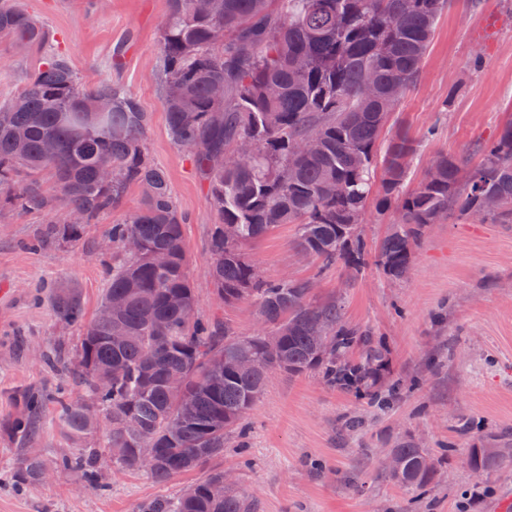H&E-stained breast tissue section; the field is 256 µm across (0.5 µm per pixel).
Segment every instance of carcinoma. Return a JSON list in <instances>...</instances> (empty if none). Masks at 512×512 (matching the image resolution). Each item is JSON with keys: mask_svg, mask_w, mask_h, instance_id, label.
<instances>
[{"mask_svg": "<svg viewBox=\"0 0 512 512\" xmlns=\"http://www.w3.org/2000/svg\"><path fill=\"white\" fill-rule=\"evenodd\" d=\"M447 8L448 0H212L199 12L194 0H167L155 71L168 132L208 180L218 300L249 301L258 311L260 330L239 336L220 318L193 316L184 217L145 145L150 114L119 86L85 88L67 56L44 51L48 34L28 11L0 0V36L41 54L25 90L0 103V211L67 209L91 224L131 185L145 194L143 208L112 225L107 239L123 260L101 305L113 298L125 305L84 325L72 375L88 399L57 400L70 438L97 434L116 463L164 484L224 455V435L242 428L273 370L317 371L346 388L372 384L381 355L369 331L345 321L344 302L314 301L310 281L266 279L243 247L294 224L298 251L358 272L365 264L358 227L374 199L393 215L375 265L397 280L424 230L451 212L467 218L483 210L485 222L512 224V123L476 147L478 166L441 156L409 193L413 142L396 133L378 154L383 127L419 81ZM216 156L224 165H214ZM461 168L470 171L466 183L457 179ZM81 231L82 224L50 222L43 240L71 241ZM155 252L168 261L154 263ZM118 328L124 339L116 342ZM269 334L280 338L275 353L266 348ZM356 347L365 357L353 363L347 355ZM240 358L253 370L238 371ZM22 403L6 422L18 438L32 433L41 407L28 394ZM88 406L109 415L112 429L98 431ZM145 443L156 448L147 464L135 455ZM391 454L398 468L389 476L400 487L434 482L437 464L424 450L405 442ZM97 462V449L80 448L60 467L95 486ZM511 464V447L470 457L471 467L488 472ZM45 471L41 459L26 456L15 478L39 483ZM222 483L224 472H212L176 497L141 501L135 512H251L245 494L214 490Z\"/></svg>", "mask_w": 512, "mask_h": 512, "instance_id": "obj_1", "label": "carcinoma"}]
</instances>
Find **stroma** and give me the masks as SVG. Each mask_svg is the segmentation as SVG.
<instances>
[{
  "label": "stroma",
  "instance_id": "1",
  "mask_svg": "<svg viewBox=\"0 0 512 512\" xmlns=\"http://www.w3.org/2000/svg\"><path fill=\"white\" fill-rule=\"evenodd\" d=\"M50 34V50L70 58L82 84H118L149 112L150 156L169 177L186 218L183 239L194 315L221 316L238 334L260 325L248 302H218L208 250L215 215L190 151L170 139L153 66L158 24L167 0H19ZM481 67H474V57ZM37 61L0 38V101L20 93ZM512 122V0H449L440 16L421 78L393 117L417 145L413 169L422 176L438 154H472ZM141 187L100 213L75 241L40 244V213L0 219V512H133L138 502L173 496L214 470L230 474L256 512H512V465L476 478L473 449L512 433V224L474 223L449 215L429 225L414 248L407 275L376 268L351 277L347 268L319 267L296 249L297 228L283 224L247 245L248 258L269 279L313 280L318 299H345L350 323L374 330L382 354L377 402L324 384L315 374L273 372L222 457L164 485L142 470L120 467L101 449L99 485L85 486L60 470L62 458L92 447L66 436L54 406L36 419L27 440L4 427L20 393L78 392L44 354H74L80 325L57 312L76 303L92 319L112 275L104 243L113 227L138 211ZM467 419V433L456 430ZM411 441L438 462L433 484L414 494L388 477L392 448ZM40 457L48 484L16 488L9 478L23 455Z\"/></svg>",
  "mask_w": 512,
  "mask_h": 512
}]
</instances>
